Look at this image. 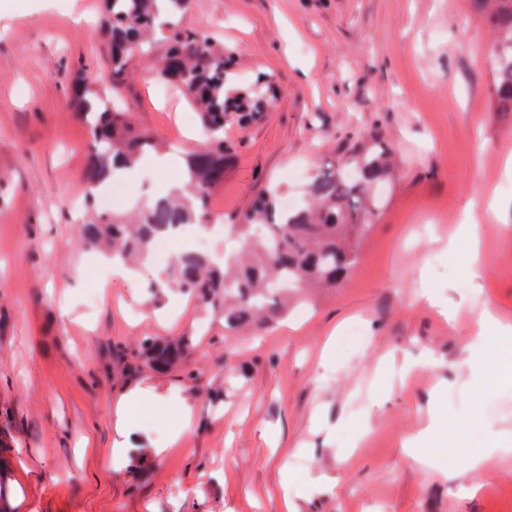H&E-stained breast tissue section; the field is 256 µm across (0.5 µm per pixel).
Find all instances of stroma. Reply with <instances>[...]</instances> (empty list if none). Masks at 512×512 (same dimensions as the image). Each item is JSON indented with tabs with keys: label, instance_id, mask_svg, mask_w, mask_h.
Returning a JSON list of instances; mask_svg holds the SVG:
<instances>
[{
	"label": "stroma",
	"instance_id": "35a3bbf8",
	"mask_svg": "<svg viewBox=\"0 0 512 512\" xmlns=\"http://www.w3.org/2000/svg\"><path fill=\"white\" fill-rule=\"evenodd\" d=\"M100 9L0 13V512H512V347L474 324L490 308L512 326V112L472 0H191L179 25L234 49L242 81L275 85L265 117L226 129L202 252L240 249L224 227L270 183L300 194L314 164L375 136L393 154L374 224L350 238L355 266L231 337L189 295L151 294L159 262L126 280L78 236L91 137L71 84L109 89ZM168 47L156 36L131 60L125 100L184 151L197 112L150 67ZM425 289L455 323L419 302ZM146 336L194 347L155 370L135 359ZM182 401L193 420L175 438ZM485 451L473 477L468 456Z\"/></svg>",
	"mask_w": 512,
	"mask_h": 512
}]
</instances>
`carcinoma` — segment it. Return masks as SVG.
Masks as SVG:
<instances>
[{
	"instance_id": "carcinoma-1",
	"label": "carcinoma",
	"mask_w": 512,
	"mask_h": 512,
	"mask_svg": "<svg viewBox=\"0 0 512 512\" xmlns=\"http://www.w3.org/2000/svg\"><path fill=\"white\" fill-rule=\"evenodd\" d=\"M102 29L108 40L113 86L126 80L130 60L144 52L156 20L183 12L190 0H104ZM495 48L493 94L512 110V0H473ZM163 35L169 48L156 77L180 89L200 109L202 143L186 156L184 185L176 194L152 197L125 218L112 213L78 225L83 244H107L112 257L131 267L150 254L154 240L178 237L188 227L208 229L207 199L224 184L230 143L224 127L244 128L259 119L274 98L270 77L250 83L238 79L235 52L214 49L209 38L169 23ZM72 97L90 129L93 148L86 173L85 203L96 200V189L119 170L135 168L156 149L152 135L138 129L118 102L91 90L82 79L72 85ZM390 151L362 145L341 166H317L296 206L285 211L284 190L270 186L230 225L242 249L219 263L210 255L184 248L171 260L163 277L153 281L154 293L164 289L188 294L206 309L224 311V328L262 331L288 310V289L330 288L336 277L352 268L356 257L342 239L351 230L362 232L375 221L369 204L373 187L389 174ZM191 337L178 344L144 341L139 354L156 368L177 364Z\"/></svg>"
}]
</instances>
